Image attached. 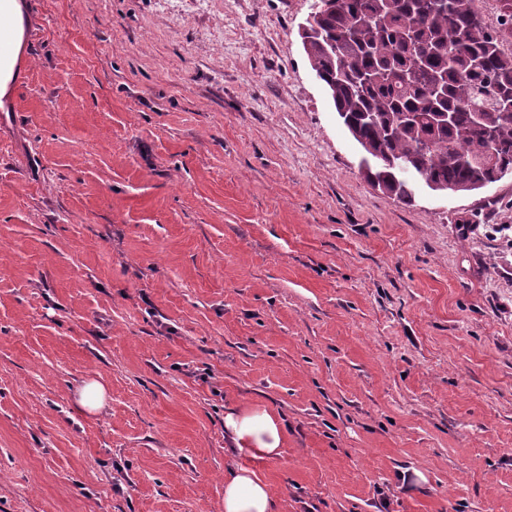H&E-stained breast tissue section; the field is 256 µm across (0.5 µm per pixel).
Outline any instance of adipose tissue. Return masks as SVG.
<instances>
[{
	"label": "adipose tissue",
	"mask_w": 512,
	"mask_h": 512,
	"mask_svg": "<svg viewBox=\"0 0 512 512\" xmlns=\"http://www.w3.org/2000/svg\"><path fill=\"white\" fill-rule=\"evenodd\" d=\"M24 21L23 0H0V99L14 92L22 74ZM224 435L229 452L273 460L281 455L284 427L266 408L251 405L225 412ZM224 512H277V504L257 472L239 466L224 478Z\"/></svg>",
	"instance_id": "ef3b65f1"
}]
</instances>
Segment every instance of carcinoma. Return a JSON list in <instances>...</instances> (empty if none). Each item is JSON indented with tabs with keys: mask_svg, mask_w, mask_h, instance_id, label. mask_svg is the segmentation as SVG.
Here are the masks:
<instances>
[{
	"mask_svg": "<svg viewBox=\"0 0 512 512\" xmlns=\"http://www.w3.org/2000/svg\"><path fill=\"white\" fill-rule=\"evenodd\" d=\"M300 34L362 171L407 204L414 185L465 194L512 174V0H315Z\"/></svg>",
	"mask_w": 512,
	"mask_h": 512,
	"instance_id": "carcinoma-1",
	"label": "carcinoma"
}]
</instances>
